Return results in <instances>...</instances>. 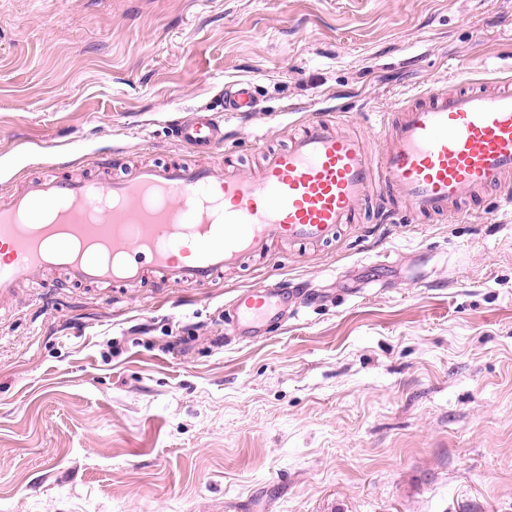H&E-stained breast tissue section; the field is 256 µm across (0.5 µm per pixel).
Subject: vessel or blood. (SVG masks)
<instances>
[{
  "label": "vessel or blood",
  "instance_id": "1",
  "mask_svg": "<svg viewBox=\"0 0 512 512\" xmlns=\"http://www.w3.org/2000/svg\"><path fill=\"white\" fill-rule=\"evenodd\" d=\"M249 82L224 90V109L254 110ZM343 113L299 122L285 146L243 170L224 149L222 114L197 112L171 133L191 150L178 161L121 172L106 156L59 172L55 157L0 196V308L43 275L58 286L210 285L279 244L336 243L375 198L380 221L463 216V203L496 189L512 203V84L448 89L378 115L382 142L345 132ZM219 155L200 163L196 154ZM280 287L255 285L231 303L242 336H266L287 304Z\"/></svg>",
  "mask_w": 512,
  "mask_h": 512
}]
</instances>
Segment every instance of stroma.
I'll return each instance as SVG.
<instances>
[{"instance_id":"obj_1","label":"stroma","mask_w":512,"mask_h":512,"mask_svg":"<svg viewBox=\"0 0 512 512\" xmlns=\"http://www.w3.org/2000/svg\"><path fill=\"white\" fill-rule=\"evenodd\" d=\"M512 80V0H0V181L67 145L174 160L224 120L252 165L315 112ZM295 312L235 336L236 291ZM182 350H174L175 342ZM0 512H512V206L352 224L208 288L24 292L0 318ZM254 86L251 82H239L224 89V112L238 117L254 112Z\"/></svg>"}]
</instances>
